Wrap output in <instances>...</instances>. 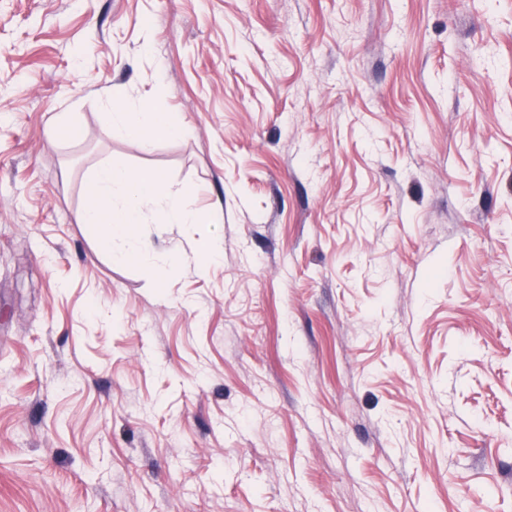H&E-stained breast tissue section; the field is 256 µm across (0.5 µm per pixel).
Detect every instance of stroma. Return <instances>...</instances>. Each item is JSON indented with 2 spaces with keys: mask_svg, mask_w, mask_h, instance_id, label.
<instances>
[{
  "mask_svg": "<svg viewBox=\"0 0 512 512\" xmlns=\"http://www.w3.org/2000/svg\"><path fill=\"white\" fill-rule=\"evenodd\" d=\"M0 512H512V0H0ZM110 135H142V145L148 149L153 139L144 136L146 131L155 135L178 137L186 135L188 126L178 119L173 112H168L159 101H142L138 105L113 98L109 100L105 112ZM83 223L96 231L115 263L142 261L153 251L139 236L152 213L164 224H198L185 194L156 175L116 165L100 167L90 187Z\"/></svg>",
  "mask_w": 512,
  "mask_h": 512,
  "instance_id": "35a3bbf8",
  "label": "stroma"
}]
</instances>
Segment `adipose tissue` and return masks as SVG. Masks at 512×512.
<instances>
[{"instance_id":"obj_1","label":"adipose tissue","mask_w":512,"mask_h":512,"mask_svg":"<svg viewBox=\"0 0 512 512\" xmlns=\"http://www.w3.org/2000/svg\"><path fill=\"white\" fill-rule=\"evenodd\" d=\"M105 118L110 132L140 136L146 148L156 135L178 137L188 132L187 125L158 101L134 105L116 98L108 102ZM89 194L83 222L99 234L113 262L120 264L142 261L149 253V245L139 236L147 214L157 215L165 224H196L201 219L183 192L158 176L124 166L100 167Z\"/></svg>"}]
</instances>
